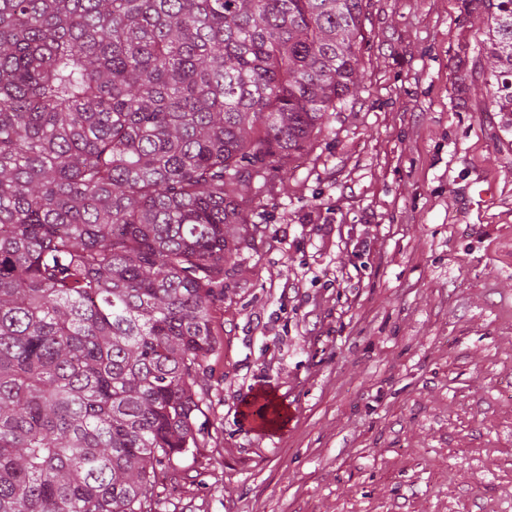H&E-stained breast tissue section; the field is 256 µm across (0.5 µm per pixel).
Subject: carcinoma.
Returning a JSON list of instances; mask_svg holds the SVG:
<instances>
[{"label":"carcinoma","instance_id":"1","mask_svg":"<svg viewBox=\"0 0 512 512\" xmlns=\"http://www.w3.org/2000/svg\"><path fill=\"white\" fill-rule=\"evenodd\" d=\"M362 2L0 0V512H155L245 191L356 92Z\"/></svg>","mask_w":512,"mask_h":512}]
</instances>
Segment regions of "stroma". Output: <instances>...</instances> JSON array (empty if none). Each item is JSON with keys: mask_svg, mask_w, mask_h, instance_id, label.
<instances>
[{"mask_svg": "<svg viewBox=\"0 0 512 512\" xmlns=\"http://www.w3.org/2000/svg\"><path fill=\"white\" fill-rule=\"evenodd\" d=\"M363 13L352 102L246 193L199 445L156 512H512V112L490 101L489 3ZM261 394L284 426L245 417Z\"/></svg>", "mask_w": 512, "mask_h": 512, "instance_id": "35a3bbf8", "label": "stroma"}]
</instances>
